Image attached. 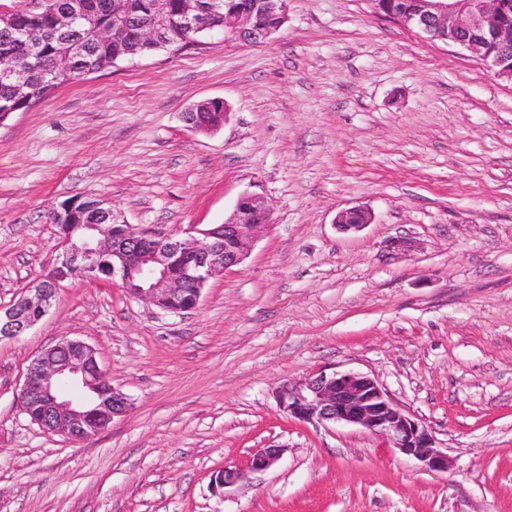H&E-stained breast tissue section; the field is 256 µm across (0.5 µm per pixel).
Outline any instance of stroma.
<instances>
[{"mask_svg":"<svg viewBox=\"0 0 512 512\" xmlns=\"http://www.w3.org/2000/svg\"><path fill=\"white\" fill-rule=\"evenodd\" d=\"M288 7L271 41L120 61L0 122L2 307L57 261L48 214L73 197L173 238L246 192L271 206L195 311L76 279L0 341V512H512V82L368 0ZM214 98L224 126L190 130L184 112ZM353 207L370 223L338 231ZM64 337L129 403L78 443L19 408L29 364ZM319 370L374 378L450 470L288 417L277 386ZM270 446L275 466L214 492Z\"/></svg>","mask_w":512,"mask_h":512,"instance_id":"35a3bbf8","label":"stroma"}]
</instances>
